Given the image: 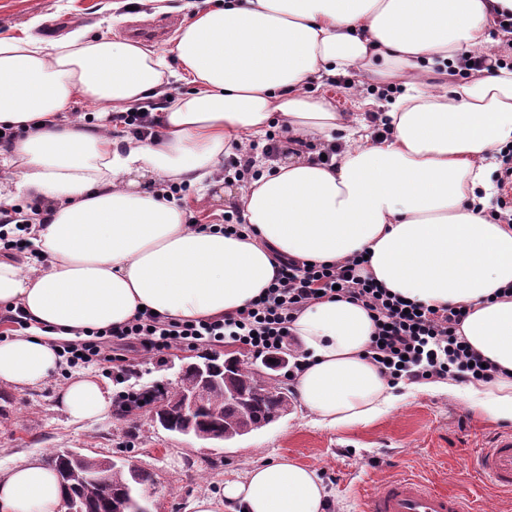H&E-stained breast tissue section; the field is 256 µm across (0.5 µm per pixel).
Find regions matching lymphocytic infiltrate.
I'll return each instance as SVG.
<instances>
[{"mask_svg": "<svg viewBox=\"0 0 512 512\" xmlns=\"http://www.w3.org/2000/svg\"><path fill=\"white\" fill-rule=\"evenodd\" d=\"M166 104V97L152 99L114 115L113 121L133 137L148 138L157 135L156 113ZM49 214V208L39 203L27 209L0 208V250L9 256L27 249L31 216ZM364 263L360 255L332 265L289 260L281 264L264 296L233 314L180 322L144 311L122 326L96 330L89 339L64 344L62 354L69 366L105 365L120 380L133 371L138 356L164 363L186 350L235 347L263 360L286 350L298 312L319 296L336 295L369 311L375 330L367 353L389 381L450 378L469 384L496 377L497 367L484 364L457 334L467 315L465 307L404 301L364 274Z\"/></svg>", "mask_w": 512, "mask_h": 512, "instance_id": "lymphocytic-infiltrate-1", "label": "lymphocytic infiltrate"}]
</instances>
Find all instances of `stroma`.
I'll use <instances>...</instances> for the list:
<instances>
[{"label":"stroma","instance_id":"stroma-1","mask_svg":"<svg viewBox=\"0 0 512 512\" xmlns=\"http://www.w3.org/2000/svg\"><path fill=\"white\" fill-rule=\"evenodd\" d=\"M113 0H0V37L30 31L54 40L71 31L88 35L111 31L131 37L135 28L156 19L184 24L186 14L174 0H137L124 22L112 20ZM237 185L225 183L206 201L196 202L187 190L188 209L200 223L237 209ZM194 351L165 364L137 366L134 387L174 386L184 363L197 360ZM73 374L61 367L44 386L17 391L0 385V472L25 457L47 459L59 448L136 464L151 472L154 484L144 502L148 512H193L202 496L221 498L224 483L244 478L255 466L286 456L316 469L334 502L335 512H365V499L389 479L416 476L461 494L478 512H512V495L497 494L478 476L475 452L489 445L512 422L481 414L467 399L409 387H394L393 407L365 426L329 430L301 404L270 426L210 448L165 431L142 413L135 422L119 416L75 421L58 404V392Z\"/></svg>","mask_w":512,"mask_h":512}]
</instances>
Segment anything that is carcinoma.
Returning a JSON list of instances; mask_svg holds the SVG:
<instances>
[{
	"mask_svg": "<svg viewBox=\"0 0 512 512\" xmlns=\"http://www.w3.org/2000/svg\"><path fill=\"white\" fill-rule=\"evenodd\" d=\"M276 363L264 361L263 368H251L242 364L232 372L237 386L254 393L249 406H244L232 397L224 396V389H213L198 414L201 421L214 422L224 428L228 438L261 430L279 419L281 410L280 390L283 386L271 381L267 374L282 363V358L274 357ZM51 465L56 471L65 490V495H74L82 499L83 512H135L134 504L139 502L141 494L153 485V475L140 470L136 478H131L124 468H114L109 472L101 470L99 458L81 455L72 458L63 452L54 454ZM106 475L109 492H95V481L100 475Z\"/></svg>",
	"mask_w": 512,
	"mask_h": 512,
	"instance_id": "carcinoma-1",
	"label": "carcinoma"
}]
</instances>
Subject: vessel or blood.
Listing matches in <instances>:
<instances>
[{
  "mask_svg": "<svg viewBox=\"0 0 512 512\" xmlns=\"http://www.w3.org/2000/svg\"><path fill=\"white\" fill-rule=\"evenodd\" d=\"M479 473L497 491H512V432L498 433L492 447L480 449L475 458ZM366 512H469L456 494L413 478L384 483L367 501Z\"/></svg>",
  "mask_w": 512,
  "mask_h": 512,
  "instance_id": "1",
  "label": "vessel or blood"
}]
</instances>
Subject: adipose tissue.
Listing matches in <instances>:
<instances>
[{
	"mask_svg": "<svg viewBox=\"0 0 512 512\" xmlns=\"http://www.w3.org/2000/svg\"><path fill=\"white\" fill-rule=\"evenodd\" d=\"M172 49L81 32L48 41L0 38V205L37 197L51 207L29 239L42 261L0 257V308L22 306L25 332L0 340V385L37 388L61 367L58 343L129 322L139 308L176 320L235 313L262 296L280 260L333 264L367 256L384 288L425 305H465L459 328L499 372L459 388L494 419L512 421V225L492 221L493 175L512 143V70L486 61L455 77L490 39L512 0H191ZM176 55L192 92L163 112L149 143L113 132L111 113L168 91ZM345 75L353 96L397 83L380 102L392 133L373 143L366 120L318 94ZM99 104L95 125L69 118L75 100ZM282 124L303 141L344 137L330 163L311 152L275 161L241 186L232 231L187 222L184 199L208 198L224 157ZM293 334L308 356L294 388L319 424H366L393 404L367 357L368 312L325 298L300 312ZM58 401L74 420L113 413L111 386L72 377ZM55 472L24 458L0 474V512H64ZM226 512H328L315 470L293 459L224 484Z\"/></svg>",
	"mask_w": 512,
	"mask_h": 512,
	"instance_id": "1",
	"label": "adipose tissue"
}]
</instances>
